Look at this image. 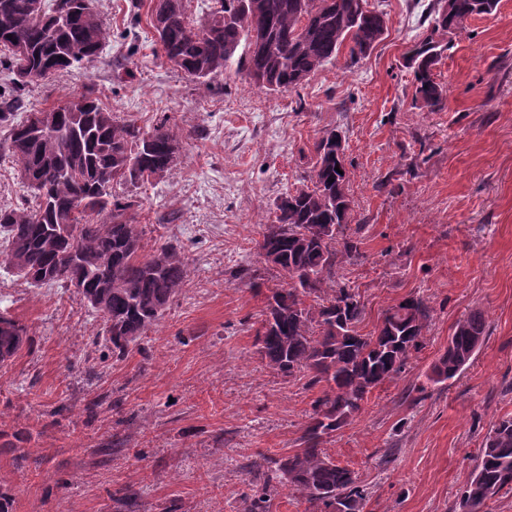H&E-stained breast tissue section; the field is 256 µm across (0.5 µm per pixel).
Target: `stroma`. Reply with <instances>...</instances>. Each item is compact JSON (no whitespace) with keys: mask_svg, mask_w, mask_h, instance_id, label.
Wrapping results in <instances>:
<instances>
[{"mask_svg":"<svg viewBox=\"0 0 512 512\" xmlns=\"http://www.w3.org/2000/svg\"><path fill=\"white\" fill-rule=\"evenodd\" d=\"M148 2L97 0L111 43L30 101L57 105L91 83L105 109L174 128L177 164L141 189L135 217L146 242L178 244L192 271L121 359L72 290L0 274V308L33 338L0 369V492L12 512H124L125 489L146 512H242L262 487L270 512H312L295 491L263 484L317 392L256 352L265 296L284 282L258 255L259 221L306 187L302 152L336 129L363 256L335 280L360 294L361 332L410 294L433 319L404 373L324 448L354 471L364 512H454L489 427L512 414V0L453 36L435 68L439 112L413 108L403 61L429 32L425 0H375L387 30L366 59L351 68L338 56L273 96L234 74L206 86L173 71L144 26L129 52L131 6ZM474 311L484 344L456 381L433 384L453 326Z\"/></svg>","mask_w":512,"mask_h":512,"instance_id":"obj_1","label":"stroma"}]
</instances>
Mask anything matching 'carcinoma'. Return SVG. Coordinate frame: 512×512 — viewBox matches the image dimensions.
<instances>
[{
  "label": "carcinoma",
  "instance_id": "obj_1",
  "mask_svg": "<svg viewBox=\"0 0 512 512\" xmlns=\"http://www.w3.org/2000/svg\"><path fill=\"white\" fill-rule=\"evenodd\" d=\"M168 2L164 29L151 10L147 20L174 69L203 84L232 69L267 94L299 88L343 49L348 65L359 64L386 30L372 0H208L195 19L188 0ZM498 5L432 0L429 25L434 34L452 36L467 18L490 15ZM111 37L94 0H0V150L15 162L23 187L16 204L0 205V269L33 288L79 281L86 306L103 319L105 343L122 357L163 318L191 270L189 257L171 242L144 254V230L131 214L141 207L137 189L175 166L179 138L165 121L145 129L104 109L89 86L50 108L25 105L31 86L80 68ZM447 49L428 38L406 52L413 107L444 108L446 90L434 67ZM338 139L333 129L314 143L310 186L283 193L261 221L259 251L280 256L285 286L276 289L274 324L266 327L263 318L255 330L257 352L282 375L302 372L307 386H321L299 448L275 460L264 484L277 480L316 512H363L355 472L323 445L364 410L373 390L404 372L433 310L409 295L364 334L359 295L327 288L342 264L360 256L346 234L349 171L336 158ZM308 297L314 304L306 305ZM485 339L482 313L458 320L429 380L460 377ZM30 342L27 328L1 311L0 367ZM502 491H512V415L489 428L455 512H484Z\"/></svg>",
  "mask_w": 512,
  "mask_h": 512
}]
</instances>
